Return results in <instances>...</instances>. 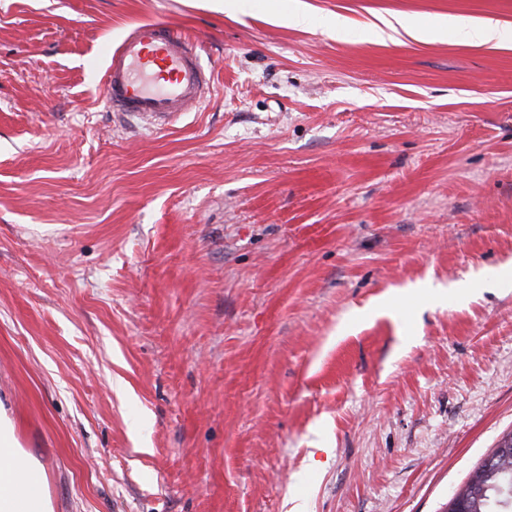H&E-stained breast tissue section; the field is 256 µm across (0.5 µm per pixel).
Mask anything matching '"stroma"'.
<instances>
[{
    "instance_id": "1",
    "label": "stroma",
    "mask_w": 512,
    "mask_h": 512,
    "mask_svg": "<svg viewBox=\"0 0 512 512\" xmlns=\"http://www.w3.org/2000/svg\"><path fill=\"white\" fill-rule=\"evenodd\" d=\"M446 17L505 38L367 32ZM147 21L214 74L162 130L104 97ZM511 269L512 0H0V412L52 512H444L512 432Z\"/></svg>"
}]
</instances>
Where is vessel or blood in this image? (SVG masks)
Here are the masks:
<instances>
[{
    "instance_id": "b4317fda",
    "label": "vessel or blood",
    "mask_w": 512,
    "mask_h": 512,
    "mask_svg": "<svg viewBox=\"0 0 512 512\" xmlns=\"http://www.w3.org/2000/svg\"><path fill=\"white\" fill-rule=\"evenodd\" d=\"M103 85L118 117L160 124L201 107L212 88L196 42L160 23L130 27L106 57Z\"/></svg>"
}]
</instances>
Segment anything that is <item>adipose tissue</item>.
<instances>
[{"label": "adipose tissue", "instance_id": "1", "mask_svg": "<svg viewBox=\"0 0 512 512\" xmlns=\"http://www.w3.org/2000/svg\"><path fill=\"white\" fill-rule=\"evenodd\" d=\"M409 35L428 39L451 32L476 45L499 43L503 37L498 21H445L439 27H408ZM18 441L9 420L0 419V512H47L48 501L41 472L17 453Z\"/></svg>", "mask_w": 512, "mask_h": 512}]
</instances>
